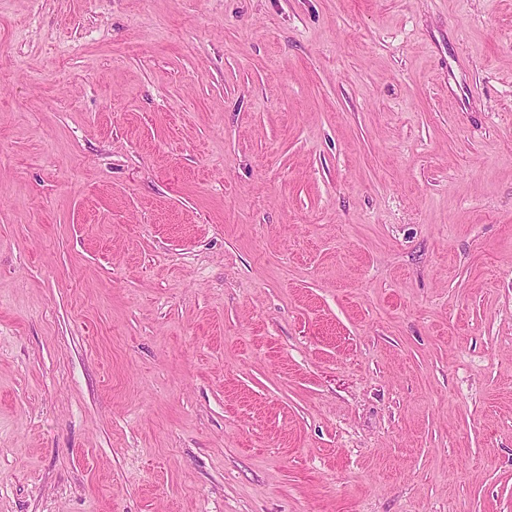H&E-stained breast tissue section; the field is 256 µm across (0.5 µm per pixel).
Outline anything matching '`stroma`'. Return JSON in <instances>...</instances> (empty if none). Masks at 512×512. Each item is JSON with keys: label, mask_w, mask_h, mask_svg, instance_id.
Masks as SVG:
<instances>
[{"label": "stroma", "mask_w": 512, "mask_h": 512, "mask_svg": "<svg viewBox=\"0 0 512 512\" xmlns=\"http://www.w3.org/2000/svg\"><path fill=\"white\" fill-rule=\"evenodd\" d=\"M0 512H512V0H0Z\"/></svg>", "instance_id": "obj_1"}]
</instances>
